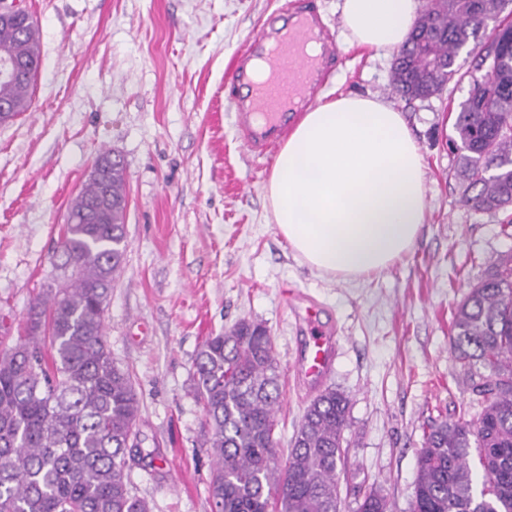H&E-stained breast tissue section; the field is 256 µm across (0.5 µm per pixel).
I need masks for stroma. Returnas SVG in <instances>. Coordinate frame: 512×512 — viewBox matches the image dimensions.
Segmentation results:
<instances>
[{"label":"stroma","instance_id":"stroma-1","mask_svg":"<svg viewBox=\"0 0 512 512\" xmlns=\"http://www.w3.org/2000/svg\"><path fill=\"white\" fill-rule=\"evenodd\" d=\"M312 2L338 48L317 100L360 93L395 104L424 158L426 221L414 250L358 280L317 275L293 253L265 199L273 156L245 147L230 108L233 58L294 0H20L39 25L41 68L31 108L0 125V348L24 335L30 306L62 274L58 236L93 161L120 154L127 249L105 336L140 398L144 452L127 477L152 512H212L193 362L206 337L242 319L273 338L279 460L322 387L348 396L342 512L371 486L393 512H409L424 423L481 410L449 350L451 318L492 261L512 253V207L477 213L461 202L450 140L470 85L401 98L394 52L349 45L341 0ZM311 304L338 356L307 386L294 365Z\"/></svg>","mask_w":512,"mask_h":512}]
</instances>
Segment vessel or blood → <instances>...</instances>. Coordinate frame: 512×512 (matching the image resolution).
I'll return each mask as SVG.
<instances>
[{
    "mask_svg": "<svg viewBox=\"0 0 512 512\" xmlns=\"http://www.w3.org/2000/svg\"><path fill=\"white\" fill-rule=\"evenodd\" d=\"M337 57L319 15L305 5L287 23L250 36L231 70L233 84L242 90L233 110L248 149L264 151L277 144L294 113L314 104ZM305 321L311 336L301 372L312 380L331 368L337 340L319 324L317 307L307 309Z\"/></svg>",
    "mask_w": 512,
    "mask_h": 512,
    "instance_id": "obj_1",
    "label": "vessel or blood"
}]
</instances>
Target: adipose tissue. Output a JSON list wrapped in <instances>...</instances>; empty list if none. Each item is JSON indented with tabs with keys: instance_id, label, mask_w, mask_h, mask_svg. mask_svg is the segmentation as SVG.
I'll return each instance as SVG.
<instances>
[{
	"instance_id": "1",
	"label": "adipose tissue",
	"mask_w": 512,
	"mask_h": 512,
	"mask_svg": "<svg viewBox=\"0 0 512 512\" xmlns=\"http://www.w3.org/2000/svg\"><path fill=\"white\" fill-rule=\"evenodd\" d=\"M417 0H342L350 44L394 49ZM278 232L312 270L359 278L387 270L415 247L425 222L423 155L403 113L363 94L301 113L264 186Z\"/></svg>"
}]
</instances>
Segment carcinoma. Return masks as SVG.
I'll return each instance as SVG.
<instances>
[{
	"label": "carcinoma",
	"instance_id": "1",
	"mask_svg": "<svg viewBox=\"0 0 512 512\" xmlns=\"http://www.w3.org/2000/svg\"><path fill=\"white\" fill-rule=\"evenodd\" d=\"M512 0H424L393 63L394 90L426 99L469 78L454 130L465 206L495 212L512 205V46L488 71L460 51L488 22L512 30ZM20 62L0 76V113L29 110L40 33L27 13L0 18V57ZM97 173L72 201L60 238L63 284L28 312L27 335L0 351V512H151L131 494L127 455L138 442L139 399L128 369L104 334L112 283L127 248L125 167L104 151ZM450 350L482 403L423 429L410 512H512V254L457 307ZM192 396L209 432L203 447L215 467L213 512H340L336 482L349 399L327 388L309 403L285 465L277 460L275 412L281 384L273 339L242 320L208 336L193 363ZM476 462H471V450ZM355 512H392L377 487Z\"/></svg>",
	"mask_w": 512,
	"mask_h": 512
}]
</instances>
